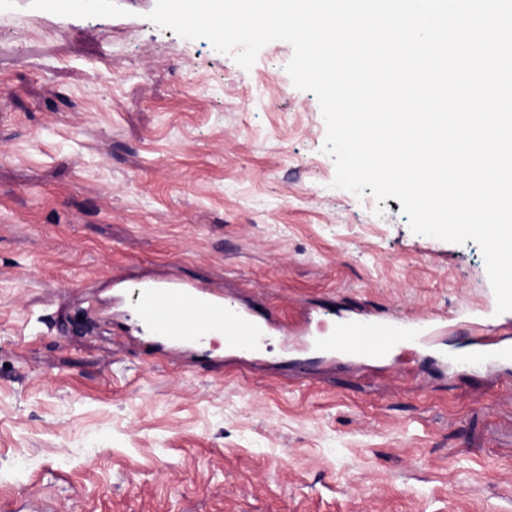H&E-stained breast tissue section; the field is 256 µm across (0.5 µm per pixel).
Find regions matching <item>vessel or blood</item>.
Returning a JSON list of instances; mask_svg holds the SVG:
<instances>
[{"mask_svg": "<svg viewBox=\"0 0 512 512\" xmlns=\"http://www.w3.org/2000/svg\"><path fill=\"white\" fill-rule=\"evenodd\" d=\"M497 320V314L491 313L477 325V334L462 363L478 366L487 360L512 362V336L500 333ZM130 321L137 333L167 350L191 349L204 337L220 333L225 350L258 353L273 329L265 309H242L214 289L175 281L140 285ZM438 333V327L425 322L341 317L333 330L316 338L313 345L330 355L382 358L402 344H435Z\"/></svg>", "mask_w": 512, "mask_h": 512, "instance_id": "1", "label": "vessel or blood"}]
</instances>
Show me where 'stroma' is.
<instances>
[{"mask_svg":"<svg viewBox=\"0 0 512 512\" xmlns=\"http://www.w3.org/2000/svg\"><path fill=\"white\" fill-rule=\"evenodd\" d=\"M88 0L0 23V505L55 512H512V363L435 348L349 361L308 316L433 320L462 350L491 303L481 250L401 202L335 188L292 46L250 69ZM176 278L270 310L260 361L184 366L123 329Z\"/></svg>","mask_w":512,"mask_h":512,"instance_id":"35a3bbf8","label":"stroma"}]
</instances>
